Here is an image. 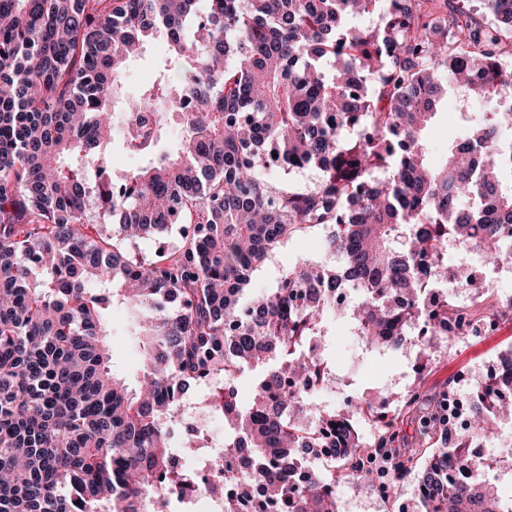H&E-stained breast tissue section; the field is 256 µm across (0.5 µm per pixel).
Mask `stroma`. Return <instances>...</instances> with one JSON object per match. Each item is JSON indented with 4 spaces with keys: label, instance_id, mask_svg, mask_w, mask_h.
I'll return each instance as SVG.
<instances>
[{
    "label": "stroma",
    "instance_id": "obj_1",
    "mask_svg": "<svg viewBox=\"0 0 512 512\" xmlns=\"http://www.w3.org/2000/svg\"><path fill=\"white\" fill-rule=\"evenodd\" d=\"M301 257L318 261L322 254L318 246L308 240L291 239L257 271L255 289L265 291L276 287L282 272ZM108 329L116 369L128 381H135L142 365V350L135 334L133 318L123 307L113 306L108 316ZM510 350L511 320L503 321L498 331L485 338L462 340L449 347L440 346L432 353L430 363H422L421 359L416 358L408 368L404 367L402 357L368 353L355 337L350 336L336 342L334 355L337 373L349 377L351 384L344 393L323 391L319 400L322 405L331 407L341 405L349 393L370 396L381 393L387 400L386 407L363 413L358 419L361 431L367 434L374 427L397 418L403 396L413 383H422L435 391L461 372L470 373L472 382H479L499 356Z\"/></svg>",
    "mask_w": 512,
    "mask_h": 512
}]
</instances>
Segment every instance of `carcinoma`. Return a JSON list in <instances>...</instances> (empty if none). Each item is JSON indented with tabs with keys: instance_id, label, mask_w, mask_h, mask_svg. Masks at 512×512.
Instances as JSON below:
<instances>
[{
	"instance_id": "1",
	"label": "carcinoma",
	"mask_w": 512,
	"mask_h": 512,
	"mask_svg": "<svg viewBox=\"0 0 512 512\" xmlns=\"http://www.w3.org/2000/svg\"><path fill=\"white\" fill-rule=\"evenodd\" d=\"M479 3L0 0V512H170L197 482L171 470L180 401L214 375L224 382L199 415L224 417V451L251 452L244 479L281 512H336V470L300 485L276 473L312 447L308 407L359 480L364 458L395 449L388 495L414 474L418 512L508 510L483 479L495 455L467 451L512 441L491 382L478 388L486 412L455 443L441 436L448 388H410L414 448L396 422L361 435L368 398L321 408L310 392L336 366L330 314L381 355L404 351L418 321L434 349L471 316L512 318L489 281L458 280L466 305L441 294L418 314L412 302L448 281L450 243L512 259V0ZM374 14L379 25L354 24ZM152 40L166 57L128 100L127 68ZM477 100L495 109L431 164L438 105L459 114ZM145 112L152 125L125 127ZM116 141L142 158L117 179ZM305 169L318 172L312 186L262 177ZM175 226L176 243L148 259L121 248ZM316 232L339 265L300 259L253 293L277 249ZM116 302L142 336L135 388L111 367ZM450 468L467 482L448 481ZM208 490L234 512L224 463Z\"/></svg>"
}]
</instances>
